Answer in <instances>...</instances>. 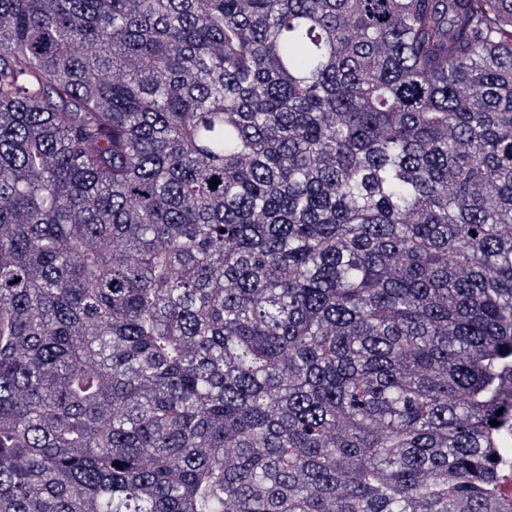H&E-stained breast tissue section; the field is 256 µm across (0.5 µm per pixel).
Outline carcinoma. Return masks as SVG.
<instances>
[{
	"label": "carcinoma",
	"instance_id": "1",
	"mask_svg": "<svg viewBox=\"0 0 512 512\" xmlns=\"http://www.w3.org/2000/svg\"><path fill=\"white\" fill-rule=\"evenodd\" d=\"M510 454L512 0H0V512H500Z\"/></svg>",
	"mask_w": 512,
	"mask_h": 512
}]
</instances>
